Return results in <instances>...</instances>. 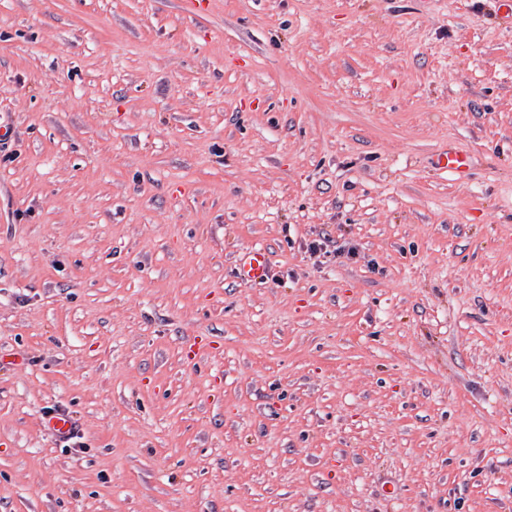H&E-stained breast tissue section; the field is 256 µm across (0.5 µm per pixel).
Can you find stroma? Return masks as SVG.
<instances>
[{
    "label": "stroma",
    "instance_id": "stroma-1",
    "mask_svg": "<svg viewBox=\"0 0 512 512\" xmlns=\"http://www.w3.org/2000/svg\"><path fill=\"white\" fill-rule=\"evenodd\" d=\"M498 4L0 0V512H512ZM437 166L448 170L454 176L465 175L470 168V155L461 151L450 150L438 158ZM237 273L241 280L259 283L268 278L270 273V258L266 250H248L240 259Z\"/></svg>",
    "mask_w": 512,
    "mask_h": 512
}]
</instances>
